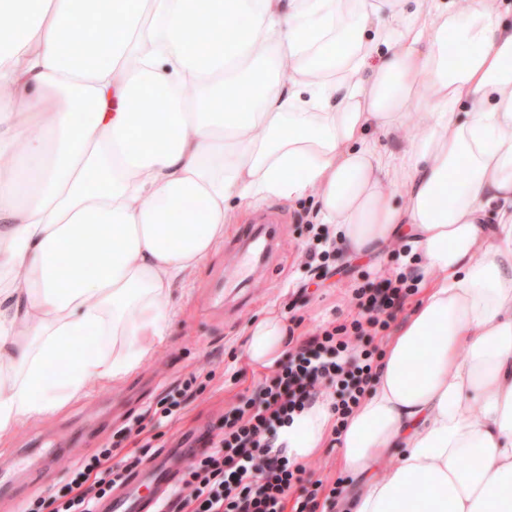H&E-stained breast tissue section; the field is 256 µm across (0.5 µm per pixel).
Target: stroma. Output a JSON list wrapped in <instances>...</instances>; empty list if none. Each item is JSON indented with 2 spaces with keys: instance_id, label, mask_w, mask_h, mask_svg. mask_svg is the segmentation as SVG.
<instances>
[{
  "instance_id": "35a3bbf8",
  "label": "stroma",
  "mask_w": 512,
  "mask_h": 512,
  "mask_svg": "<svg viewBox=\"0 0 512 512\" xmlns=\"http://www.w3.org/2000/svg\"><path fill=\"white\" fill-rule=\"evenodd\" d=\"M272 205L286 218L276 248L262 268L245 269L238 282L228 285L223 311L210 309L207 297L214 281L231 271L234 246L248 225L245 212L238 223L227 226L223 243L183 278L164 344L135 372L116 383L93 384L88 397L56 416L26 423L0 442V474L14 486L10 494L0 495V512H23L27 503L49 492L66 495L71 466L82 464L96 449H113L118 463L146 443L165 452L193 445L200 433L232 415L263 375L244 355L253 319L274 311L297 320L296 334L311 333L348 316L350 288L408 265L404 245L392 244L363 260L336 253L327 275L315 277L307 254L334 242L335 225L315 223V202L307 197H268L254 207ZM193 372L204 375L203 390L176 419L138 435L126 433V426L157 408L174 383Z\"/></svg>"
}]
</instances>
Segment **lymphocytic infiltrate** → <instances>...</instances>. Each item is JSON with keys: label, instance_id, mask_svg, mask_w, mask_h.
<instances>
[{"label": "lymphocytic infiltrate", "instance_id": "1", "mask_svg": "<svg viewBox=\"0 0 512 512\" xmlns=\"http://www.w3.org/2000/svg\"><path fill=\"white\" fill-rule=\"evenodd\" d=\"M417 280L414 272L402 271L357 285L350 298L354 315L296 339L286 361L258 382L256 397L198 438L199 453L160 512H326L319 499L322 481L308 478L306 464L277 449L279 431L330 387L339 395L333 412L345 421L376 374L364 337L389 328ZM111 459V449L100 448L75 469L67 498L53 512H93V504L125 476Z\"/></svg>", "mask_w": 512, "mask_h": 512}]
</instances>
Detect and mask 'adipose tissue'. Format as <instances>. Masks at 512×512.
I'll return each mask as SVG.
<instances>
[{"mask_svg": "<svg viewBox=\"0 0 512 512\" xmlns=\"http://www.w3.org/2000/svg\"><path fill=\"white\" fill-rule=\"evenodd\" d=\"M511 14L512 0H0V441L141 366L173 283L235 206L312 196L338 249L408 237L423 273L335 434L357 481L345 512H512ZM409 115L422 131L401 155L367 139ZM287 351L278 314L250 325L252 366ZM332 419L326 397L296 416L289 458L318 452Z\"/></svg>", "mask_w": 512, "mask_h": 512, "instance_id": "1", "label": "adipose tissue"}]
</instances>
